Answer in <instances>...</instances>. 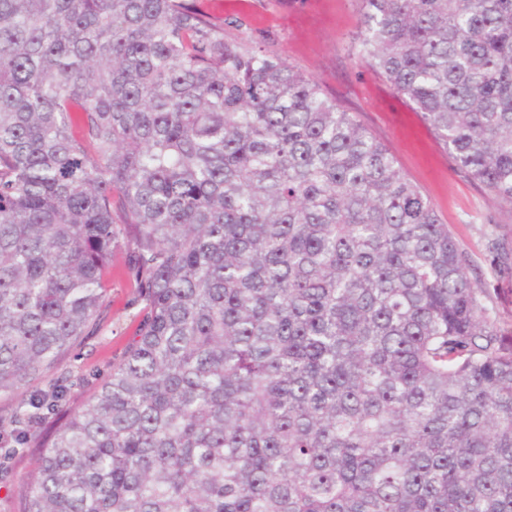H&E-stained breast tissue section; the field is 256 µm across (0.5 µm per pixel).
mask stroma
I'll return each mask as SVG.
<instances>
[{"label":"stroma","mask_w":512,"mask_h":512,"mask_svg":"<svg viewBox=\"0 0 512 512\" xmlns=\"http://www.w3.org/2000/svg\"><path fill=\"white\" fill-rule=\"evenodd\" d=\"M228 35L270 47L313 78L322 91L383 141L403 174L431 199L441 221L469 253L487 290L483 298L505 335L512 336V278L500 276L487 249L489 235L512 241V213L463 176L431 128L359 56L358 0H197ZM126 251L112 254L108 297L98 331L65 354L59 397L45 403L40 424L0 432V512H21L44 446L66 416L81 410L123 358L142 317Z\"/></svg>","instance_id":"1"}]
</instances>
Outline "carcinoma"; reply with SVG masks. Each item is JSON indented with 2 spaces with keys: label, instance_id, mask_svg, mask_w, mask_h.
Wrapping results in <instances>:
<instances>
[{
  "label": "carcinoma",
  "instance_id": "carcinoma-1",
  "mask_svg": "<svg viewBox=\"0 0 512 512\" xmlns=\"http://www.w3.org/2000/svg\"><path fill=\"white\" fill-rule=\"evenodd\" d=\"M359 52L512 207V0H360ZM144 313L23 512H512V336L357 116L197 0H0V396ZM512 275V245L488 240Z\"/></svg>",
  "mask_w": 512,
  "mask_h": 512
}]
</instances>
